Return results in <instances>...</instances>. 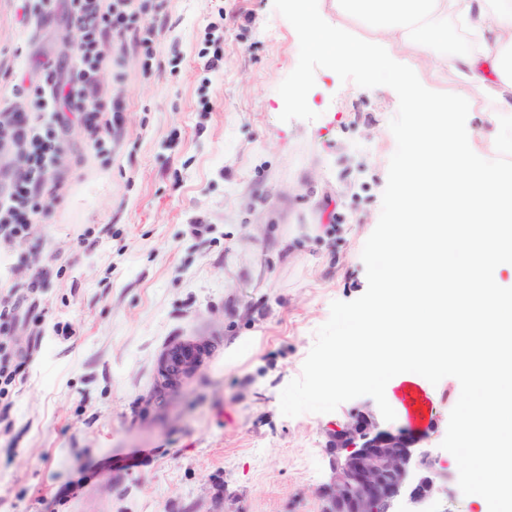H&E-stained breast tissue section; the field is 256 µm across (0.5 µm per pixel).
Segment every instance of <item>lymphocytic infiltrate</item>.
<instances>
[{
    "mask_svg": "<svg viewBox=\"0 0 512 512\" xmlns=\"http://www.w3.org/2000/svg\"><path fill=\"white\" fill-rule=\"evenodd\" d=\"M133 0H70V12L77 26L78 63L67 87L50 85L39 97L40 111L55 121L76 114L92 140L118 132L120 102L105 104L100 95L98 73L104 60L123 53L128 44L151 51L154 29L141 23L131 5ZM5 126L12 144L23 150L9 192L0 197V239L18 240L33 228L32 217L44 211L46 179L53 172L60 153L54 129L35 130L29 112L7 113Z\"/></svg>",
    "mask_w": 512,
    "mask_h": 512,
    "instance_id": "f902f5d3",
    "label": "lymphocytic infiltrate"
}]
</instances>
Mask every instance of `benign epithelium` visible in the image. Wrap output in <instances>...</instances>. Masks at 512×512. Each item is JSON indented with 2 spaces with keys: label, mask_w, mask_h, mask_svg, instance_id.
Here are the masks:
<instances>
[{
  "label": "benign epithelium",
  "mask_w": 512,
  "mask_h": 512,
  "mask_svg": "<svg viewBox=\"0 0 512 512\" xmlns=\"http://www.w3.org/2000/svg\"><path fill=\"white\" fill-rule=\"evenodd\" d=\"M208 345L192 341L189 359L182 345H172L160 358L158 381L178 388L201 366ZM419 439L385 425L374 413L354 411L348 423L331 434L336 465L327 490L328 512H429L443 494L439 456L418 447Z\"/></svg>",
  "instance_id": "1"
}]
</instances>
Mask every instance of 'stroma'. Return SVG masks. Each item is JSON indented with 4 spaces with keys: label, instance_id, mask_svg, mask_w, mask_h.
<instances>
[{
    "label": "stroma",
    "instance_id": "35a3bbf8",
    "mask_svg": "<svg viewBox=\"0 0 512 512\" xmlns=\"http://www.w3.org/2000/svg\"><path fill=\"white\" fill-rule=\"evenodd\" d=\"M134 6L155 27L153 54L128 51L100 74L125 104L119 139L92 142L74 119L58 128L45 214L24 240H0V290L40 281L25 325L8 332L32 355L0 423V512H326L329 435L376 403L288 418L280 393L331 302L367 288L361 252L398 96L320 69L307 97L317 119L280 121L299 41L273 0ZM36 7L0 0V113L37 111L36 91L73 71L68 0L39 25ZM395 55L435 95H466L432 59ZM489 107L474 97L471 150L512 167ZM199 339L212 345L202 366L160 389L164 350ZM468 393L447 368L426 383L424 419L393 422L447 460L438 512H482L478 464L453 445ZM135 448L153 454L134 464Z\"/></svg>",
    "mask_w": 512,
    "mask_h": 512
}]
</instances>
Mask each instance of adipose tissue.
<instances>
[{"mask_svg": "<svg viewBox=\"0 0 512 512\" xmlns=\"http://www.w3.org/2000/svg\"><path fill=\"white\" fill-rule=\"evenodd\" d=\"M336 25L316 19L314 0H290L311 50L394 78L412 108L400 131L405 145L394 184L396 224L385 247L389 274L374 304L356 318L363 341L352 363L360 382L422 386L446 366L479 390L457 421L455 445L478 459L479 493L493 512H512V350L486 338L450 358L448 339L472 333L474 314L512 330V169L485 163L469 147V104L418 87L392 53L400 45L433 56L512 116V0H331ZM470 34L468 51H448V21ZM468 286L452 289L449 279Z\"/></svg>", "mask_w": 512, "mask_h": 512, "instance_id": "adipose-tissue-1", "label": "adipose tissue"}]
</instances>
